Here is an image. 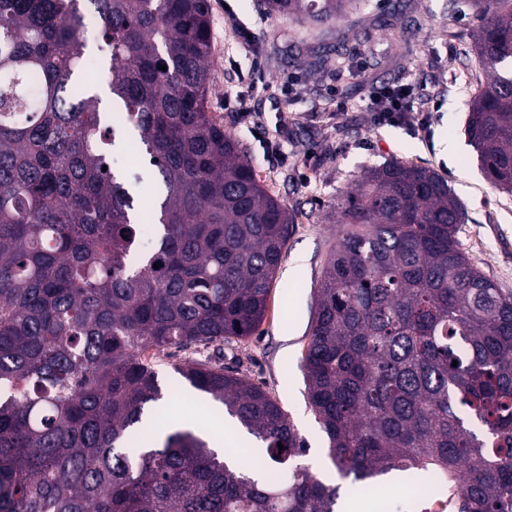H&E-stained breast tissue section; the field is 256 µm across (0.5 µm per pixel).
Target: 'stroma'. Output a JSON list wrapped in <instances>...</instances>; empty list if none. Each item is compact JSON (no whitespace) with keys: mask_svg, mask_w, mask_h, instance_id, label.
<instances>
[{"mask_svg":"<svg viewBox=\"0 0 512 512\" xmlns=\"http://www.w3.org/2000/svg\"><path fill=\"white\" fill-rule=\"evenodd\" d=\"M264 0H209L213 84L207 109L237 141L262 184L297 210L295 224L270 285L266 316L254 336L224 348H168L152 362L165 393L148 404L156 429L188 421L207 437L221 432L224 412L206 403L176 373L187 360L240 373L279 403L308 453L301 462L328 482L339 476L325 433L308 406L302 351L336 227L327 213L367 168L385 161L434 169L460 199L466 221L458 238L479 269L512 290V195L482 171L465 133L469 103L484 74L472 51L478 19L471 0H401L387 17L377 0H357L344 18L314 27L267 13ZM343 43L329 70L312 65L313 49ZM407 85L413 90L410 125L378 124L368 104L373 92ZM344 110H337V102ZM442 512L445 495L427 472H394L375 491L343 487L337 512L360 500L366 512Z\"/></svg>","mask_w":512,"mask_h":512,"instance_id":"stroma-1","label":"stroma"}]
</instances>
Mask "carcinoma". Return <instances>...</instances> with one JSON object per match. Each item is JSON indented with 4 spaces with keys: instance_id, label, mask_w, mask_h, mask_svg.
I'll list each match as a JSON object with an SVG mask.
<instances>
[{
    "instance_id": "carcinoma-1",
    "label": "carcinoma",
    "mask_w": 512,
    "mask_h": 512,
    "mask_svg": "<svg viewBox=\"0 0 512 512\" xmlns=\"http://www.w3.org/2000/svg\"><path fill=\"white\" fill-rule=\"evenodd\" d=\"M353 2L265 0L317 25ZM474 2L489 81L466 133L512 194V0ZM91 24L118 144L79 80ZM210 60L209 0H0V512H336L340 485L297 462L305 442L236 372L178 367L261 442L257 476L191 427L140 426L161 397L147 352L253 335L296 223L209 114ZM115 145L153 169L134 193ZM336 223L302 362L340 479L431 471L454 512H512V293L459 247L448 180L384 162Z\"/></svg>"
}]
</instances>
